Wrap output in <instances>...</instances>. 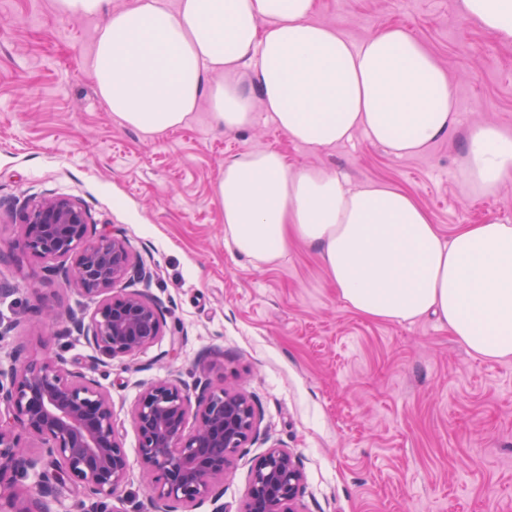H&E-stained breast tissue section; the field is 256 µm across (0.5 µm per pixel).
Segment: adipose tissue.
Segmentation results:
<instances>
[{"instance_id": "ef3b65f1", "label": "adipose tissue", "mask_w": 512, "mask_h": 512, "mask_svg": "<svg viewBox=\"0 0 512 512\" xmlns=\"http://www.w3.org/2000/svg\"><path fill=\"white\" fill-rule=\"evenodd\" d=\"M467 15L512 39V0H463ZM315 0H134L112 12L83 59L99 98L127 128L158 135L208 103L213 126L245 129L262 105L293 140L318 149L364 131L397 157L448 137L458 121L447 72L408 30L355 44L314 22ZM462 172L494 192L512 172V136L472 126ZM216 196L224 241L259 266L291 240L314 248L344 304L375 321L434 314L475 356L512 360V223L468 224L443 238L399 188H354L273 151L228 161Z\"/></svg>"}]
</instances>
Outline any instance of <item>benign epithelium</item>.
Segmentation results:
<instances>
[{"instance_id":"7a95c632","label":"benign epithelium","mask_w":512,"mask_h":512,"mask_svg":"<svg viewBox=\"0 0 512 512\" xmlns=\"http://www.w3.org/2000/svg\"><path fill=\"white\" fill-rule=\"evenodd\" d=\"M21 221V237L9 249L43 261L45 272L99 299L89 320L72 314L64 328L92 346L99 363L134 357L164 335L165 307L150 293L155 271L132 255L122 234L92 223L80 203L63 195L31 201ZM132 423L150 475L145 493L152 512H178L206 498L218 502L230 463L260 436L250 396L210 379L150 383ZM31 441L40 453L27 451ZM31 472L38 476L35 490L22 495L14 486L0 488V512H46L44 498L66 479L78 512H112L129 463L112 395L60 353L26 360L18 349L12 365L0 368V480ZM303 488L299 458L271 446L251 469L241 512H297Z\"/></svg>"}]
</instances>
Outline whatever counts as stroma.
Returning a JSON list of instances; mask_svg holds the SVG:
<instances>
[{
  "mask_svg": "<svg viewBox=\"0 0 512 512\" xmlns=\"http://www.w3.org/2000/svg\"><path fill=\"white\" fill-rule=\"evenodd\" d=\"M313 19L355 44L390 25L410 31L454 82L458 128L397 158L360 132L310 149L261 111L252 127L225 130L203 106L185 127L147 138L106 109L82 65L105 16H64L55 0H0V242L19 236L27 198L71 197L155 268L151 291L166 307L164 336L99 365L84 340L57 337L28 311L39 296L88 316L97 298L23 253L0 262V280L15 288L0 296V320L15 324L0 339V366L18 347L32 359L60 350L112 395L131 480L114 512L147 508L130 413L144 383L172 375L223 379L261 412L267 437L233 459L224 512H240L250 470L273 444L300 458L301 512H512V360L478 359L432 315L374 321L348 309L299 243L277 264L254 266L225 246L215 195L225 162L270 149L354 187L396 186L447 238L467 224L512 221V177L478 196L461 174L471 126L512 135V41L484 30L462 0H318Z\"/></svg>",
  "mask_w": 512,
  "mask_h": 512,
  "instance_id": "35a3bbf8",
  "label": "stroma"
}]
</instances>
